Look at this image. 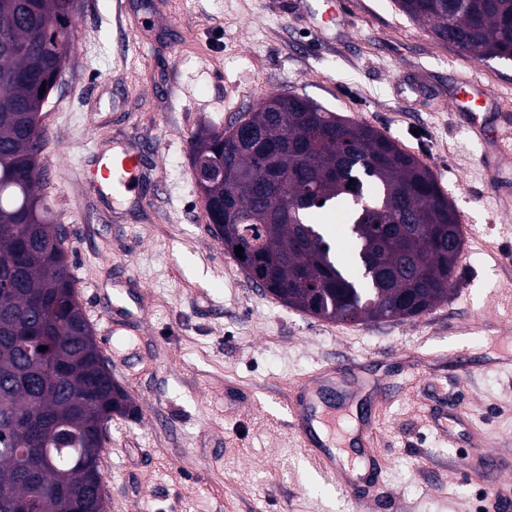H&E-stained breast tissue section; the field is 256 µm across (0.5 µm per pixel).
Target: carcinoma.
<instances>
[{
    "label": "carcinoma",
    "instance_id": "cac0c4a2",
    "mask_svg": "<svg viewBox=\"0 0 512 512\" xmlns=\"http://www.w3.org/2000/svg\"><path fill=\"white\" fill-rule=\"evenodd\" d=\"M395 3L438 42L512 61V0ZM74 4L0 0V512L37 493L54 512H102L92 493L102 482L99 425L133 409L85 340L68 250L40 193L39 119L75 47ZM266 98L277 108L251 110L248 134L205 128L189 144L193 163L224 167L223 180L197 188L224 249H244L247 278L344 323L411 319L448 298L464 240L432 170L369 124L299 94ZM332 208L346 215L348 260L321 222ZM26 324L46 337V355H21ZM42 445L52 451L32 466L13 452Z\"/></svg>",
    "mask_w": 512,
    "mask_h": 512
}]
</instances>
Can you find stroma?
<instances>
[{
    "instance_id": "1",
    "label": "stroma",
    "mask_w": 512,
    "mask_h": 512,
    "mask_svg": "<svg viewBox=\"0 0 512 512\" xmlns=\"http://www.w3.org/2000/svg\"><path fill=\"white\" fill-rule=\"evenodd\" d=\"M76 0L78 41L44 110L42 193L68 231L82 311L113 379L132 397L113 416L101 470L108 512H354L306 465L282 403L291 384L341 359L360 366L348 403L372 417L383 479L362 512H512L460 461L480 433L512 484V327L494 301L512 270V210L483 171L484 145L450 103L449 74L480 73L512 116V62L435 41L394 0ZM424 85L421 99L406 85ZM293 92L366 122L430 167L466 238L447 301L411 320H321L254 287L214 237L191 138L228 127L260 97ZM137 145V202L115 209L81 183L91 145ZM126 310L102 334L101 293ZM487 322L469 330L474 309ZM466 351L476 369L457 371Z\"/></svg>"
}]
</instances>
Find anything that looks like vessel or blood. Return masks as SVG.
I'll return each mask as SVG.
<instances>
[{"mask_svg": "<svg viewBox=\"0 0 512 512\" xmlns=\"http://www.w3.org/2000/svg\"><path fill=\"white\" fill-rule=\"evenodd\" d=\"M453 104L466 111L471 125L479 132H486L501 123L496 94L480 78L473 77L457 85ZM511 164L512 137L497 135L488 139L484 155L487 180L497 186L510 208L512 186L502 183L500 174L503 167ZM141 167L139 153L122 149L98 155L89 177L101 198L117 204L134 191ZM349 370V363H333L300 378L285 408L293 434L314 470L323 477L334 479L357 505L363 503L380 482L381 465L370 449L374 432L368 424L360 422L342 438H335L338 426L336 411L326 407L320 397L321 388L326 386L338 385L345 392H353L354 383L348 376Z\"/></svg>", "mask_w": 512, "mask_h": 512, "instance_id": "b4317fda", "label": "vessel or blood"}]
</instances>
